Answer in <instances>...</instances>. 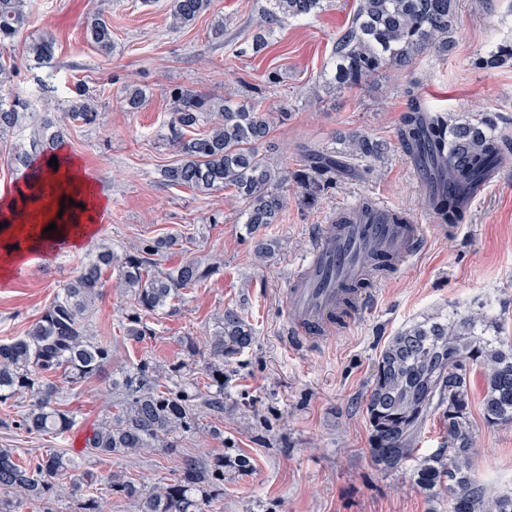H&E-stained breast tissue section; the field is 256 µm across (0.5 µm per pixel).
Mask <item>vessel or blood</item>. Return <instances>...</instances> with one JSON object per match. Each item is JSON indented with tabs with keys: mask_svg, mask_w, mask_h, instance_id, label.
Wrapping results in <instances>:
<instances>
[{
	"mask_svg": "<svg viewBox=\"0 0 512 512\" xmlns=\"http://www.w3.org/2000/svg\"><path fill=\"white\" fill-rule=\"evenodd\" d=\"M391 209L379 204L351 224H328L314 239L310 256L292 276L286 311L287 339L299 349L326 337L328 315L340 299L342 283L363 277V258L391 252L407 259L422 247V225L414 220L392 224Z\"/></svg>",
	"mask_w": 512,
	"mask_h": 512,
	"instance_id": "vessel-or-blood-1",
	"label": "vessel or blood"
}]
</instances>
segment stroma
Listing matches in <instances>:
<instances>
[{
	"label": "stroma",
	"mask_w": 512,
	"mask_h": 512,
	"mask_svg": "<svg viewBox=\"0 0 512 512\" xmlns=\"http://www.w3.org/2000/svg\"><path fill=\"white\" fill-rule=\"evenodd\" d=\"M168 0H27L26 36L51 34L53 58L37 63L23 43L8 58L18 75L13 90L33 112L46 103L68 108L85 89L99 114L97 124L72 122L65 149L105 191L98 228L81 248L34 252L0 283V340L22 335L68 281L94 245L123 251L143 238L173 232L190 236L194 255L223 259L224 269L172 311L156 315L153 336L136 342L125 331V299L105 289L91 321L95 335L112 339L114 366L148 357L160 365L181 359V336H204L225 306L244 307L256 343L224 375V413L203 411L217 436L188 438L185 453L208 457L235 448L253 461L247 472L224 482V498L210 512H428L427 495L411 469L385 473L368 453L369 429L363 398L372 367L389 338L405 324L458 304L512 303V156L469 203L464 223L445 226L429 212L423 177L404 157L397 139L409 84L434 109L460 119L484 114L512 120V66L485 69L477 57L512 41V0H459L455 45L448 55H424L411 69L384 72L363 87L336 91L318 83L337 36L347 27L358 0H323L318 13L284 19L257 55H238L256 30L265 0H214L213 9L184 29L170 28ZM104 12L115 48L104 53L91 40L87 22ZM223 20L224 37L211 26ZM276 83H268L269 73ZM54 93L43 91L44 84ZM135 83L148 98L129 112L120 100ZM188 88L214 97L247 100L259 94L268 108L271 163L299 169L302 150L343 148V136L361 132L385 146L374 172L351 160L318 206L300 205L288 184V205L270 234L278 241L273 258L257 261L244 224L245 205L231 191L196 193L165 184L162 172L178 159L165 145L169 93ZM382 202L407 213L425 228L421 251L374 286L366 308L321 343L301 351L286 340L289 278L305 261L317 227L359 201ZM75 425L61 438L35 437L0 425V448L27 461L46 450L74 453L82 469L98 475L124 471L146 486L173 478L178 456L156 453L139 460L100 458L74 451L108 414L111 397L104 380L64 395ZM480 476L497 486L512 484V428L474 421Z\"/></svg>",
	"instance_id": "stroma-1"
}]
</instances>
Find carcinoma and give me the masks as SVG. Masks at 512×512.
I'll return each mask as SVG.
<instances>
[{"instance_id": "1", "label": "carcinoma", "mask_w": 512, "mask_h": 512, "mask_svg": "<svg viewBox=\"0 0 512 512\" xmlns=\"http://www.w3.org/2000/svg\"><path fill=\"white\" fill-rule=\"evenodd\" d=\"M265 2L248 41L254 53L267 48V35L283 19L307 16L321 7V0ZM457 2L359 0L351 22L336 38L332 82L340 89L358 88L382 72L412 66L427 51H448ZM25 7L26 0H0V87L16 75L15 66L3 55L28 26ZM210 8L211 0H169L170 26L184 29ZM87 28L99 48L112 49V29L105 20L97 16ZM53 49L50 35L26 45L27 54L38 62L50 59ZM509 62L510 42L477 60L483 68ZM122 93L130 112L138 111L147 97L135 84L124 86ZM405 94L409 104L400 118L402 152L424 175L427 207L438 222L459 224L470 187L512 153V129L498 126L490 116L472 122L434 111L412 86ZM170 99L163 140L179 159L164 170L166 182L204 194L232 191L245 203L251 246L261 261L277 247L265 229L277 223L286 206L285 183L294 181L301 205L312 208L335 184L345 158L380 159V143L354 133L343 158L309 153L302 168L285 174L259 152L270 134L264 101L247 107L183 88L172 90ZM28 115V101L0 96V137L24 128ZM66 118L94 125L99 113L80 99L71 104ZM202 125L207 129L200 130ZM63 136L60 121L46 112L10 148L11 160L27 170L36 159L51 154ZM185 252L178 234L143 239L120 253L101 243L23 335L0 341V405H10L16 398L28 400L12 416L17 428L56 437L71 430L75 417L63 407V393L112 366V338L98 337L90 329L103 289L113 286L126 295V334L142 341L153 335L150 319L155 314L220 272L221 264L195 256L183 257L166 271L157 270L162 254ZM367 261L370 274L381 276L391 272L396 258L373 253ZM362 288L361 281L345 285L340 305L329 315L332 323H342ZM501 330V317L484 303L455 306L446 314L432 313L403 326L381 350L363 401L369 425L367 451L374 465L392 472L414 463L418 488L431 494L441 488L448 491V512H512V488H495L474 472L473 375L483 382L480 407L485 425L512 427V343L504 340ZM179 343L185 358L175 363L162 367L142 359L112 371V412L86 439L89 454L128 458L176 453L188 437L217 434L201 421L199 408L224 413L220 377L255 343L254 330L238 306L228 305L216 314L206 339L204 391L192 373L196 337L182 336ZM434 416L442 425L441 442L421 456L419 439ZM250 466V459L241 454L221 452L205 463L183 454L173 478L146 489L119 472L80 483L72 479L79 463L60 450L24 463L14 449L0 448V512H17L28 504L49 512L48 504L64 495L79 502L77 512H103L107 493L131 501L136 512H205L207 503L224 494L226 476Z\"/></svg>"}]
</instances>
